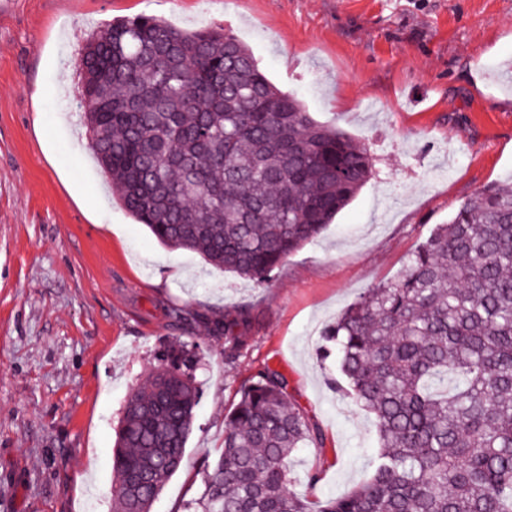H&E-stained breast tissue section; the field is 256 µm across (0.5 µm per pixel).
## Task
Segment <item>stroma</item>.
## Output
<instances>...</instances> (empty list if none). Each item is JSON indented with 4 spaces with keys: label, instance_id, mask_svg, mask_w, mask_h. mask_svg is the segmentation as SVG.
Instances as JSON below:
<instances>
[{
    "label": "stroma",
    "instance_id": "stroma-1",
    "mask_svg": "<svg viewBox=\"0 0 512 512\" xmlns=\"http://www.w3.org/2000/svg\"><path fill=\"white\" fill-rule=\"evenodd\" d=\"M0 16V512H112L117 412L181 337L199 356L185 463L154 512H181L224 445L241 384L271 367L324 432L298 455L294 492L316 503L362 483L371 415L330 385L323 327L397 278L435 225L512 177V0H15ZM146 14L224 25L266 75L358 141L373 175L326 231L256 286L157 243L112 195L78 108L83 36ZM245 307L233 363L204 324ZM320 469L317 483L306 473Z\"/></svg>",
    "mask_w": 512,
    "mask_h": 512
}]
</instances>
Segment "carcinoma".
<instances>
[{"label":"carcinoma","instance_id":"carcinoma-1","mask_svg":"<svg viewBox=\"0 0 512 512\" xmlns=\"http://www.w3.org/2000/svg\"><path fill=\"white\" fill-rule=\"evenodd\" d=\"M88 146L123 208L162 245L261 285L373 173L343 129L277 87L222 26L153 16L89 32L77 59ZM246 308L212 321L225 360ZM331 385L374 416L370 478L311 507L293 461L318 424L265 367L238 390L224 446L184 512H512V181L462 202L398 279L321 332ZM160 363L129 393L112 449V512H152L182 466L199 391Z\"/></svg>","mask_w":512,"mask_h":512}]
</instances>
